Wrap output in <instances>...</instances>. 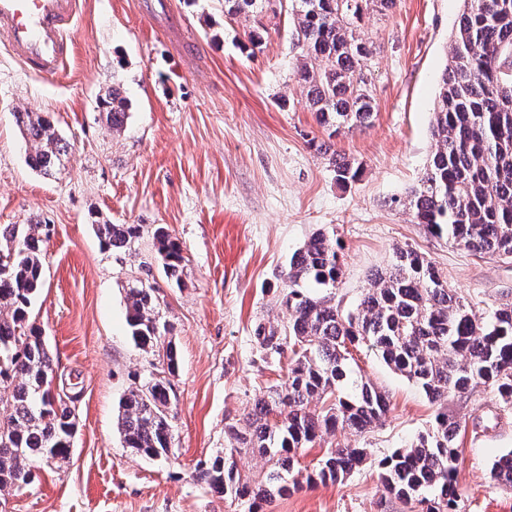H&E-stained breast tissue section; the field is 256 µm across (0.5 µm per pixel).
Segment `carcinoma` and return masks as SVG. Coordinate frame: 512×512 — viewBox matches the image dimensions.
Segmentation results:
<instances>
[{
  "mask_svg": "<svg viewBox=\"0 0 512 512\" xmlns=\"http://www.w3.org/2000/svg\"><path fill=\"white\" fill-rule=\"evenodd\" d=\"M297 19L302 62L295 72L306 104L322 126L362 127L373 117L371 82L361 61L372 46L360 32L365 11L389 10L394 0H289ZM269 0H224V13L250 20ZM512 0H463L450 35L431 128L434 151L408 196L415 224L475 254L512 258ZM128 102L120 87L103 102L105 121L118 130ZM30 166L51 176L69 152L46 113L18 112ZM311 146L328 158L339 185L355 182L360 167L332 145ZM108 249L130 247L139 224L93 221ZM154 238L167 280L180 282V244L159 226ZM43 238L37 224L0 225V389H10V412L0 419V490L34 482L50 454L69 459L74 433L70 403L75 397L51 389L52 359L44 339L28 324L29 308L42 286ZM335 234L318 233L296 251L281 271L277 304L288 323L259 322L253 333L266 358L291 353L287 379L257 396L246 424L224 423V453L198 469V480L224 494L236 512H260L263 503L307 483L337 482L358 468L363 448L338 445L300 480L298 453L338 429L363 435L382 425L387 396L355 372L353 351L366 349L405 377L438 406L428 431L379 463L383 494L411 512H457L461 497L455 474L459 426L448 418V394L494 387L512 402V302L487 316L473 312L442 272L409 247L371 278L356 308L345 309L331 295L313 297L306 281L335 288L342 276ZM127 324L136 347L163 348L167 375L178 367L172 342L162 335L173 326L159 316V293L138 278L127 288ZM167 375L154 373L130 387L119 401L117 429L124 446L148 458L164 457L172 446L170 410L174 398ZM252 453L266 470L255 480L241 474L236 456ZM497 483L512 490V452L491 468Z\"/></svg>",
  "mask_w": 512,
  "mask_h": 512,
  "instance_id": "1",
  "label": "carcinoma"
}]
</instances>
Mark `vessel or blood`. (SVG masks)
I'll list each match as a JSON object with an SVG mask.
<instances>
[{"label":"vessel or blood","mask_w":512,"mask_h":512,"mask_svg":"<svg viewBox=\"0 0 512 512\" xmlns=\"http://www.w3.org/2000/svg\"><path fill=\"white\" fill-rule=\"evenodd\" d=\"M79 0H0V44L28 72H59L72 50Z\"/></svg>","instance_id":"b4317fda"}]
</instances>
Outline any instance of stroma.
Returning <instances> with one entry per match:
<instances>
[{
    "label": "stroma",
    "mask_w": 512,
    "mask_h": 512,
    "mask_svg": "<svg viewBox=\"0 0 512 512\" xmlns=\"http://www.w3.org/2000/svg\"><path fill=\"white\" fill-rule=\"evenodd\" d=\"M80 2L73 50L57 74H28L0 45V224H37L46 235L30 320L47 341L54 389L80 393L69 459L1 491L0 512H234L195 469L223 452L225 420L244 419L253 399L282 381L253 330L263 319L287 321L275 302L278 277L314 233L335 232L342 244L343 307L358 303L398 246L432 260L475 312L512 301V260L432 235L403 205L434 147L439 80L462 3L396 0L364 15L374 118L332 137L294 76L301 48L291 14L261 13L267 35L254 48L244 19L225 17L224 0ZM115 85L129 104L118 131L101 114ZM18 111L49 113L69 143L52 176L28 165ZM328 138L360 164L356 182L336 184L314 149ZM95 217L142 232L130 248L108 250ZM158 225L182 248L181 285L162 271ZM145 276L160 288L179 355L172 450L158 460L124 447L116 426L135 376L162 363L134 345L126 322L127 284ZM355 359L389 398L384 424L325 436L299 463L310 472L339 443L366 448L367 462L262 512H408L383 496L378 462L425 433L434 408L374 354ZM445 407L459 424L460 512H512V491L491 477L493 462L512 451V403L479 386L449 395Z\"/></svg>",
    "instance_id": "1"
}]
</instances>
